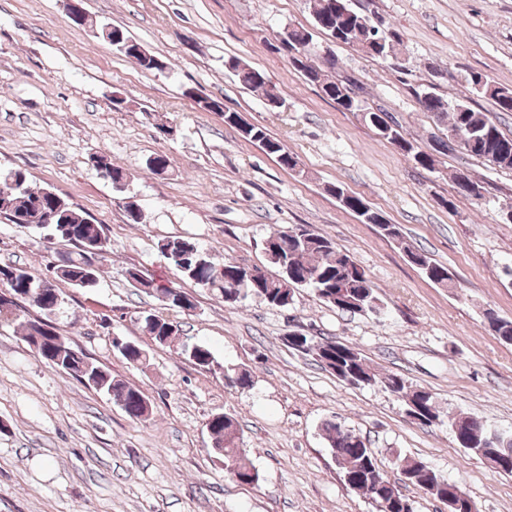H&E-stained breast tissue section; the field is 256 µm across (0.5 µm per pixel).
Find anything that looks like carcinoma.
<instances>
[{
    "mask_svg": "<svg viewBox=\"0 0 512 512\" xmlns=\"http://www.w3.org/2000/svg\"><path fill=\"white\" fill-rule=\"evenodd\" d=\"M312 15L315 26L332 37L336 43L356 48L364 54L386 59L390 57L389 42L394 40L403 44L401 35L394 29L381 28L372 18L348 5L349 0H311ZM346 5L351 24L362 29L364 36L358 41L339 35L342 20L336 14L338 5ZM112 34L120 35L129 47L122 51L128 58L136 60L142 70L147 72L166 69L165 61L154 55H144L135 50L136 40L119 27H112ZM288 36L296 44L306 48L307 53L314 50L313 33L300 26L288 27ZM325 67L305 64L299 68L304 79L319 88L320 92L336 103L343 112H362L372 115L367 123L373 127L378 136L396 147L404 154L413 156V161L421 168L433 171L436 155H445L457 151L448 143V134L462 133L468 139L464 152L481 159L493 167L512 170V137L504 135L486 113L471 107L466 101L449 102L432 92L417 94L423 109L430 114L436 124L441 126L440 134L431 136L432 151L427 152L409 140L403 126L382 107L372 108L364 104L358 88L351 80L332 78L327 71L336 69L335 56L324 59ZM229 68L239 82L248 89H261L268 101L278 98L266 73L238 59L229 61ZM471 91L492 99L502 112H512V87L504 86L487 75L472 74L468 78ZM241 137L259 147L268 155L277 159L281 167L294 169L298 165L297 156L285 144L273 137L263 126H252L241 133ZM102 176L112 183L128 182L126 171L111 160H106L100 168ZM12 180L15 187L9 192H0V216L10 221L22 217L21 225L50 229V218L57 215L61 204L60 195L47 190H35L29 183V174L22 168L0 169V184ZM63 223L57 224L61 229L58 239L77 247L93 243L104 236L103 225L95 222L82 210L66 204L62 209ZM371 223L377 225L384 235L399 242L408 261L422 271L425 277L437 284L448 279V267L431 258L426 253L408 244L401 236L399 228L386 223V218L376 212L371 216ZM264 253L278 274L268 276L258 269L249 270L232 262L224 263L216 269L208 255L194 241L183 237H169L159 244V251L170 265L185 278L224 297V302L234 304L240 299L254 298L273 308H286L294 301L298 289H313L323 302L342 312H361L379 316L384 312V305L365 270L348 254L339 250L329 237L312 227H285L268 236L263 242ZM62 281L76 288H89L96 284L98 271L87 270L83 250L62 256ZM128 279L141 292L152 295L162 293L170 300L166 306L170 309H183L180 298L190 297L175 288H161L152 278L132 268L127 271ZM42 280L31 275L25 268L14 264L0 265V287L15 293L26 289L39 288ZM63 303V297L55 284H49L38 296L33 307L38 309L40 317L26 322L21 320L18 305L0 302V325L19 324L25 330L28 343H33L37 336L41 341L37 354L47 362H52L58 354L56 335L44 331L40 325H54L51 315L57 313ZM142 330L145 335L163 346H176L186 354L195 365L212 369L216 361L210 349L201 344H189L183 340L179 326L170 319L155 312L146 311L141 316ZM492 333L502 342L512 344V320L499 316L488 321ZM312 347L306 355L312 357L322 368L344 381L349 377L358 380L360 385L374 386L382 384L384 389L401 399L408 412L418 409L414 419L424 425H432L445 417V413L429 391L413 386L406 378L390 374L384 380L377 381L363 355L352 346L336 350L338 341L333 339H311ZM73 378L83 377L93 381V387L108 396L132 420L146 418L151 409L150 402L143 392L134 385L112 378L104 367L92 364L86 374H81L78 365H71ZM225 384L238 389L252 386L251 373L245 368L223 371ZM448 425L453 433L461 437L459 445L477 459H482V444L490 434L481 418L475 415L450 416ZM215 447L214 454L224 460L232 478L247 484L256 485L260 481V472L256 468L249 449L241 446V437L235 419L227 413L212 415L207 423ZM323 438L336 458V465L346 485L362 492L373 504L377 512H401L393 503L405 498L398 486L384 473L372 451L364 440L336 419H326L322 423ZM494 449L497 457L507 466L500 473L512 475V433L497 435ZM429 465L421 460H406L400 466L404 481L418 487L430 496L442 500L448 496V479L436 486L428 484Z\"/></svg>",
    "mask_w": 512,
    "mask_h": 512,
    "instance_id": "obj_1",
    "label": "carcinoma"
}]
</instances>
